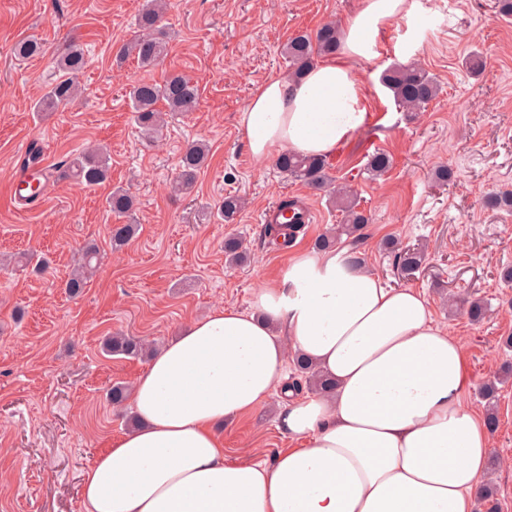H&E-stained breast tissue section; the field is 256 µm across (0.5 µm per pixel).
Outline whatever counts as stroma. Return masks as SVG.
<instances>
[{
	"label": "stroma",
	"mask_w": 512,
	"mask_h": 512,
	"mask_svg": "<svg viewBox=\"0 0 512 512\" xmlns=\"http://www.w3.org/2000/svg\"><path fill=\"white\" fill-rule=\"evenodd\" d=\"M144 0H0V512H85L80 483L85 469L127 430L106 399L117 382L134 385L148 359L102 352L105 336L122 332L165 344L213 310L252 308L261 283L281 275L287 256L260 218L285 198L311 205L314 221L297 238L301 247L341 220L332 189L292 181L275 163L252 160L239 116L254 89L288 75L281 54L287 40L324 23L345 25L359 0H169L163 25L169 54L152 70L134 59L118 61ZM408 16L377 39V56L353 63L367 92L365 126L331 158L333 187H351L369 218L358 252L367 269L390 286L423 292L437 321L464 346L473 383L466 401L485 411L482 383L512 363V211L486 207L489 194L512 190V20L492 0H411ZM39 39L42 55L19 61L21 39ZM87 52L76 82L80 95L64 109L33 106L57 78L54 58L68 38ZM486 65L469 73L468 53ZM420 63L440 93L420 112H404L380 83L383 70ZM171 71L198 86L197 109L169 116L154 140L133 120L129 89L140 80L162 81ZM203 139L210 159L191 190L171 185L187 142ZM99 143L111 157L109 183L87 190L48 177L34 210L9 201L27 169L30 145L45 149L47 170L75 148ZM384 152L391 168L370 179L368 156ZM453 168V182L433 180ZM136 200L137 237L113 251L109 227L117 223L106 198L113 188ZM245 196L234 223L219 208L226 195ZM241 237L247 262L225 263L224 240ZM426 250L418 271L405 275L385 239ZM96 240L102 264L84 292L64 290L83 244ZM20 253L48 259L43 274L4 261ZM478 298L480 322L450 312L448 296ZM499 427L492 434L500 465L492 480L501 512H512V379L500 384ZM280 397L224 425L230 457L271 454L292 447L278 421Z\"/></svg>",
	"instance_id": "35a3bbf8"
}]
</instances>
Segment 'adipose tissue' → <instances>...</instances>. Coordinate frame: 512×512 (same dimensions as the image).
<instances>
[{
	"label": "adipose tissue",
	"mask_w": 512,
	"mask_h": 512,
	"mask_svg": "<svg viewBox=\"0 0 512 512\" xmlns=\"http://www.w3.org/2000/svg\"><path fill=\"white\" fill-rule=\"evenodd\" d=\"M408 0H360L336 54L301 80L259 85L240 118L256 163L290 151L330 158L364 126L350 59L409 14ZM335 384L284 406L298 447L229 458L225 422L266 405L295 355ZM463 345L426 297L353 265L349 247L291 254L255 292L158 348L129 402L135 427L83 475L86 512H477L491 454Z\"/></svg>",
	"instance_id": "adipose-tissue-1"
}]
</instances>
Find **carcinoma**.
<instances>
[{
	"mask_svg": "<svg viewBox=\"0 0 512 512\" xmlns=\"http://www.w3.org/2000/svg\"><path fill=\"white\" fill-rule=\"evenodd\" d=\"M166 0H144L136 20V30L119 49L120 56L135 59L143 67H155L168 53L169 35L161 24ZM340 42V31L333 22L322 25L313 34H299L288 39L283 53L288 60L290 78L299 79L317 64V60L336 52ZM44 52V46L34 38H26L15 43L12 53L18 59H29ZM54 64L58 78L52 83L35 105L39 112H55L66 107L78 95L75 76L85 65V54L80 44L71 38L63 51L57 53ZM380 81L405 112H419L439 93L436 81L414 63L391 66L382 72ZM135 122L146 138L158 136L165 124L163 111L185 114L194 111L199 104L198 87L181 73L171 72L160 82L142 80L129 90ZM209 145L204 140L193 141L185 147L179 160V174L175 189L188 190L197 173L204 167L209 157ZM277 168L290 178L313 189H322L330 181L328 160L315 156H302L283 152L276 159ZM392 166V158L384 152L372 154L366 171L372 176L387 172ZM58 178L72 180L85 187L93 188L104 183L109 176L108 159L100 147H87L69 156L57 168ZM109 210L118 216H129L134 209L133 196L118 189L107 197ZM336 205L344 214V222L331 228L315 240V246L329 249L341 237H346L356 247L365 238L364 230L368 217L357 209L353 190L343 187L336 193ZM486 205L492 209L512 210V191L498 192L486 198ZM242 209V198L238 195L224 197L222 217L231 222ZM303 221L297 216L288 224H271L267 234L275 238L293 241L302 227ZM138 225L114 224L110 228L112 249L125 247L135 236ZM386 247L395 253V260L401 270L412 273L421 266L422 255L410 248H400L390 240ZM101 251L98 244L89 241L81 248L76 267L65 282L66 292L71 296L81 294L90 279L101 265ZM104 348L111 355L136 359L146 354L147 344L135 336L117 334L109 336ZM296 371L310 390L327 393L333 390L334 383L318 372L303 357H294Z\"/></svg>",
	"mask_w": 512,
	"mask_h": 512,
	"instance_id": "1",
	"label": "carcinoma"
}]
</instances>
